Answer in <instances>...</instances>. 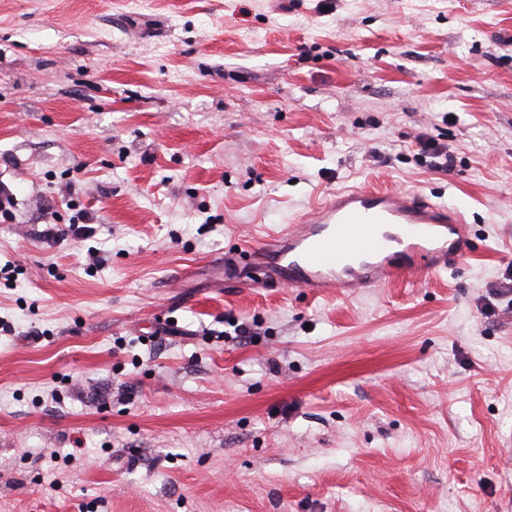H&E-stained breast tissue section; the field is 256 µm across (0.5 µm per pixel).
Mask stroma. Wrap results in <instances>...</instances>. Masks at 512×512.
Masks as SVG:
<instances>
[{
	"label": "stroma",
	"instance_id": "35a3bbf8",
	"mask_svg": "<svg viewBox=\"0 0 512 512\" xmlns=\"http://www.w3.org/2000/svg\"><path fill=\"white\" fill-rule=\"evenodd\" d=\"M0 185V512H512V0H0ZM359 187L472 252L244 263Z\"/></svg>",
	"mask_w": 512,
	"mask_h": 512
}]
</instances>
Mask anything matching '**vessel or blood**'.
Segmentation results:
<instances>
[{"mask_svg": "<svg viewBox=\"0 0 512 512\" xmlns=\"http://www.w3.org/2000/svg\"><path fill=\"white\" fill-rule=\"evenodd\" d=\"M470 251L463 210L403 190L338 189L251 251L256 268L298 288L388 285L436 273Z\"/></svg>", "mask_w": 512, "mask_h": 512, "instance_id": "obj_1", "label": "vessel or blood"}]
</instances>
